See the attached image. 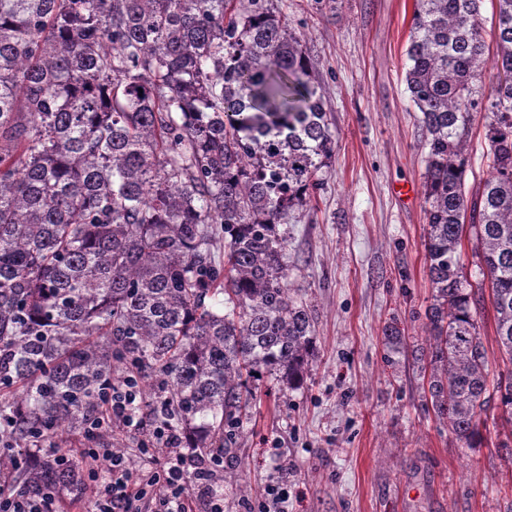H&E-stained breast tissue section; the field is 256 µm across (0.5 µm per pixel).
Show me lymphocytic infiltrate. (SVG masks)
<instances>
[{
    "mask_svg": "<svg viewBox=\"0 0 512 512\" xmlns=\"http://www.w3.org/2000/svg\"><path fill=\"white\" fill-rule=\"evenodd\" d=\"M142 407L141 378L128 372L103 388L96 412L86 422L89 446L83 449L80 463L90 478H99L100 457L112 459L109 478L95 493L93 512H224L223 498L212 492L224 470L223 457L188 466L183 438L170 424H155L149 440L141 442L134 456L102 446V438L113 429H138ZM191 478L197 486L193 493L186 490Z\"/></svg>",
    "mask_w": 512,
    "mask_h": 512,
    "instance_id": "lymphocytic-infiltrate-1",
    "label": "lymphocytic infiltrate"
}]
</instances>
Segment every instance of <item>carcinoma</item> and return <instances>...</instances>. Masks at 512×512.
<instances>
[{"label": "carcinoma", "instance_id": "cac0c4a2", "mask_svg": "<svg viewBox=\"0 0 512 512\" xmlns=\"http://www.w3.org/2000/svg\"><path fill=\"white\" fill-rule=\"evenodd\" d=\"M482 2L415 0L404 74L427 147L417 363L427 410L466 448L491 404L512 425V370L489 385L478 323L488 298L512 364V0L492 54ZM485 108L494 172L469 198ZM334 147L273 0H0V479L82 491L78 465L33 461L35 441L83 428L130 370L198 458L231 452L263 382L301 388L315 316L288 285L284 224Z\"/></svg>", "mask_w": 512, "mask_h": 512}]
</instances>
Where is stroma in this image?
Returning a JSON list of instances; mask_svg holds the SVG:
<instances>
[{"label":"stroma","mask_w":512,"mask_h":512,"mask_svg":"<svg viewBox=\"0 0 512 512\" xmlns=\"http://www.w3.org/2000/svg\"><path fill=\"white\" fill-rule=\"evenodd\" d=\"M300 33L336 136L323 188L288 219V283L315 315L302 388L265 385L224 459V512H246L279 467L288 512H512V456L497 410L481 447H462L425 410L413 354L426 345L431 287L427 148L403 81L413 0H276ZM489 113L469 126L467 193L492 172ZM399 327L403 348L386 343Z\"/></svg>","instance_id":"1"}]
</instances>
